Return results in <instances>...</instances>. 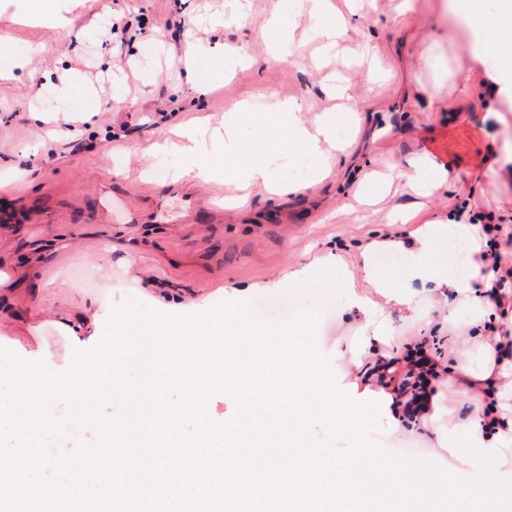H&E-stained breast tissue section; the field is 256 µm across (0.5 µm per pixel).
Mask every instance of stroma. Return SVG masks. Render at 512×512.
Returning a JSON list of instances; mask_svg holds the SVG:
<instances>
[{"instance_id": "1", "label": "stroma", "mask_w": 512, "mask_h": 512, "mask_svg": "<svg viewBox=\"0 0 512 512\" xmlns=\"http://www.w3.org/2000/svg\"><path fill=\"white\" fill-rule=\"evenodd\" d=\"M14 0H0V346L65 369L76 346L62 323L105 322L127 296L175 313L193 303L215 305L248 291L279 297L296 311L317 288L362 285L360 253L371 242L408 240L460 205L512 216V185L494 181L489 153L512 140V105L486 116L485 68L468 54L470 32L448 30V0H359L333 51L313 33L334 15H309L299 0H84L72 22L55 28L16 22ZM280 16L296 65L274 61L265 23ZM30 45L40 53L20 57ZM441 60L427 66L422 54ZM439 82L432 99L422 85ZM469 86L467 96L454 83ZM252 101L243 139L268 134L276 101L298 104L304 120L356 107L355 138L335 153L329 175L314 187L278 197L251 185L239 206H210L218 181L173 180L178 151L156 142L185 123L220 127L239 101ZM75 131H55L59 119ZM430 154L449 169L447 184L418 197L403 183L368 204L369 175L388 164L408 169ZM126 176L113 173L115 166ZM126 196L129 224L101 223L104 197ZM405 213L406 222L396 221ZM320 259L316 281L287 275ZM392 309L391 346L407 336L435 335L450 358L463 351L455 335L464 321L427 328L424 313ZM361 334L354 317L335 306L319 325L316 344L349 350ZM396 435L423 447L444 470L454 460L431 432L386 422L374 441Z\"/></svg>"}]
</instances>
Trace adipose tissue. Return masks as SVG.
<instances>
[{"label":"adipose tissue","mask_w":512,"mask_h":512,"mask_svg":"<svg viewBox=\"0 0 512 512\" xmlns=\"http://www.w3.org/2000/svg\"><path fill=\"white\" fill-rule=\"evenodd\" d=\"M448 10L454 17L463 19L472 33L470 49L475 62L485 63L490 53L499 58L486 85L490 101H512V55L499 54L500 44L512 39V0H497L495 12H487L482 0H451ZM248 119L247 113L232 114L224 126L223 139H208L194 130L186 131L190 147L181 157L180 167L205 181L221 179L228 187L242 183H261L273 193L286 194L299 185H313L321 180L319 165L323 163L326 145L336 139V126L324 119H316L314 128H307L295 116V106L282 102L270 117L271 123H286L282 137L266 143L248 140L239 143L230 155H222L223 141L233 140L237 127ZM299 152L313 158L315 168L303 180L286 181L271 159L272 151ZM478 230L465 222L448 221L427 225L416 235V245L409 253L410 278L428 285L430 295L443 300L449 314H456L467 307L483 315L494 311L495 303L489 296L492 281L484 273L482 250L476 241ZM456 238L468 245L461 259V269L449 272L447 266L432 263L433 248L447 238ZM364 279L368 291L349 288L344 298V309L361 316L363 341H382L390 333L387 318L390 308H413L414 296L390 288L377 273L372 249L361 255ZM385 297V305L375 304L372 294ZM471 350L464 358L449 364L448 377L455 384V395L467 407L468 420L483 419L485 403L494 402L498 420L497 434L512 438V316L500 320L494 335L474 336L469 340Z\"/></svg>","instance_id":"1"}]
</instances>
